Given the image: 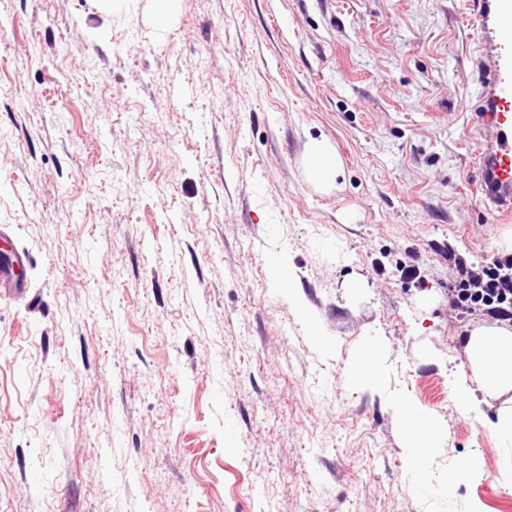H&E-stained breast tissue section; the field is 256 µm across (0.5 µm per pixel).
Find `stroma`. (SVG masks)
<instances>
[{"label": "stroma", "mask_w": 512, "mask_h": 512, "mask_svg": "<svg viewBox=\"0 0 512 512\" xmlns=\"http://www.w3.org/2000/svg\"><path fill=\"white\" fill-rule=\"evenodd\" d=\"M493 13L0 0V229L32 257L0 304V512H512L494 409L448 385L487 319L449 310L448 256L512 230L478 192ZM370 341L380 390L352 382ZM406 403L445 429L419 484ZM307 174L311 182L331 187L342 174V164L338 154L330 147L328 142L312 140L307 145Z\"/></svg>", "instance_id": "35a3bbf8"}]
</instances>
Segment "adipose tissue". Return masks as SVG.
I'll return each mask as SVG.
<instances>
[{
    "label": "adipose tissue",
    "mask_w": 512,
    "mask_h": 512,
    "mask_svg": "<svg viewBox=\"0 0 512 512\" xmlns=\"http://www.w3.org/2000/svg\"><path fill=\"white\" fill-rule=\"evenodd\" d=\"M307 174L311 182L331 187L342 174L338 154L326 140L310 141L306 149ZM464 359L450 384L452 398L463 410L481 412L495 408L490 429L500 442L512 445V324L479 323L468 328L463 338ZM406 425L404 445L410 448L407 461L413 478H421L422 460L434 455L444 430L433 416L412 405L398 410Z\"/></svg>",
    "instance_id": "ef3b65f1"
}]
</instances>
